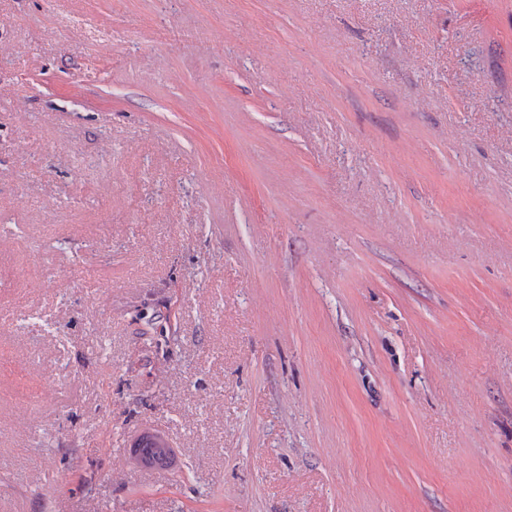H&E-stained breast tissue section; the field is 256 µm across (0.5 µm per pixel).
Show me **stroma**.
I'll return each instance as SVG.
<instances>
[{
  "label": "stroma",
  "mask_w": 512,
  "mask_h": 512,
  "mask_svg": "<svg viewBox=\"0 0 512 512\" xmlns=\"http://www.w3.org/2000/svg\"><path fill=\"white\" fill-rule=\"evenodd\" d=\"M0 512H512V0H0Z\"/></svg>",
  "instance_id": "obj_1"
}]
</instances>
